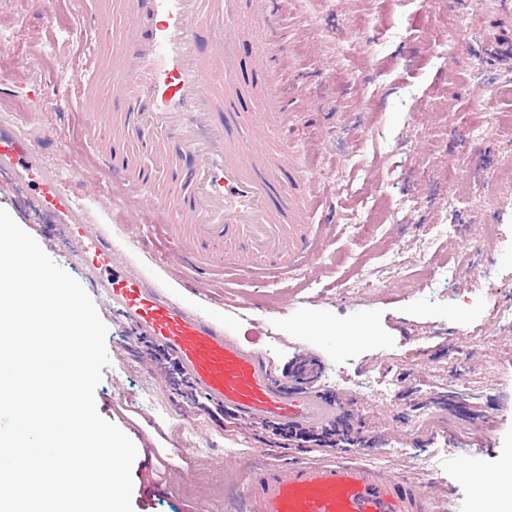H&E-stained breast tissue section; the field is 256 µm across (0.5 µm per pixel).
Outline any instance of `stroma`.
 Listing matches in <instances>:
<instances>
[{
  "instance_id": "obj_1",
  "label": "stroma",
  "mask_w": 512,
  "mask_h": 512,
  "mask_svg": "<svg viewBox=\"0 0 512 512\" xmlns=\"http://www.w3.org/2000/svg\"><path fill=\"white\" fill-rule=\"evenodd\" d=\"M31 0H0V122L27 119L32 136L48 143L44 162L88 161L80 109L61 110L56 91L73 80L81 59L80 26L97 20L98 0L83 15L59 8L52 23L33 17ZM465 16L467 38L447 59L434 52L440 19ZM280 42L258 66L249 36L238 43L240 75L234 92L251 110L271 76L289 94L298 124L291 144H305L307 175L348 203L316 264L260 283L223 273L200 288H181L183 267H159L123 251L121 266L156 275L176 289L189 309L237 328L279 370L302 352L319 357L329 394L348 399L374 447L364 458L391 475L422 483L431 512H474L487 507L474 481L459 473L462 450L470 465L491 478L512 456V332H499L498 310L512 307V255L498 252V235L512 237V183L497 173L512 164V59L494 46L512 40V0H285L278 15ZM505 82L497 98L499 125L482 152L465 157L448 139L446 123L487 124L480 106L484 82ZM460 192L448 196V171ZM0 208L82 287L90 274L70 259L65 229L44 214L31 186L0 173ZM440 224L456 226L440 235ZM487 228L492 287L473 288L452 276L470 225ZM433 246L420 252L419 236ZM397 251L399 267L389 264ZM371 271L374 287L351 293V282ZM433 275L431 292L417 286ZM236 300L228 309L225 298ZM111 360L95 391L97 410L141 448L131 468L133 512H241L235 490L243 469L267 461H296L303 448H280L271 432L231 418L217 420L171 383L164 354L140 343L133 326L104 303ZM320 316L342 332L369 324L371 336L337 341L296 332ZM396 381L391 397L360 381ZM449 398L447 422H431L437 397Z\"/></svg>"
}]
</instances>
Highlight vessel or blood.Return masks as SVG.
<instances>
[{
	"label": "vessel or blood",
	"instance_id": "vessel-or-blood-1",
	"mask_svg": "<svg viewBox=\"0 0 512 512\" xmlns=\"http://www.w3.org/2000/svg\"><path fill=\"white\" fill-rule=\"evenodd\" d=\"M124 6L122 40L113 42L104 23L88 26L77 79L56 95L60 106L83 107L92 166L109 174L113 207L136 223L165 228L190 289L218 267L259 276L316 261L335 208L304 181L302 154L268 139L296 120L280 93L270 90L248 124L226 95L237 76L241 28L232 6L219 0H124ZM278 11L279 0H263L257 54L276 37ZM205 24L213 50L203 56L195 44ZM103 87L129 106L119 120L98 109ZM103 126L114 129L106 144L98 141ZM131 141L150 165L127 152ZM0 170L36 188L44 207L67 225L74 256L99 292L179 363L214 408L296 429L324 427L344 412V404L323 398V367L315 357L302 356L290 372L293 386L285 387L271 360L229 327L188 312L149 274L116 271L111 232L84 223L87 199L69 188L81 170H46L39 141L14 122L0 124ZM239 489L242 512H429L420 482L386 474L356 449L255 465Z\"/></svg>",
	"mask_w": 512,
	"mask_h": 512
}]
</instances>
